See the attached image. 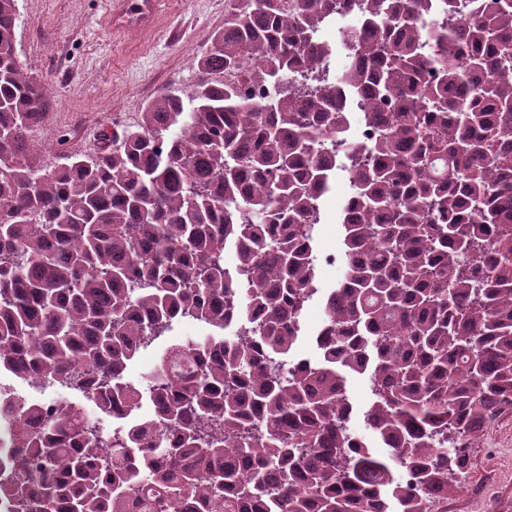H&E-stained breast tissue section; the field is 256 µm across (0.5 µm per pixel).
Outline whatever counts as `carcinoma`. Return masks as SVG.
<instances>
[{
    "mask_svg": "<svg viewBox=\"0 0 512 512\" xmlns=\"http://www.w3.org/2000/svg\"><path fill=\"white\" fill-rule=\"evenodd\" d=\"M17 2L0 0V371L121 424L59 396L42 419L12 393L0 504L447 512L473 442L512 411V0H363L337 71L320 67L337 52L323 33L347 0H249L209 36L205 80L40 170L28 134L46 101L18 57ZM353 111L376 137L351 143L344 274L318 359L295 361L319 291L316 201L341 169L315 136ZM183 320L209 333L126 380Z\"/></svg>",
    "mask_w": 512,
    "mask_h": 512,
    "instance_id": "1",
    "label": "carcinoma"
}]
</instances>
